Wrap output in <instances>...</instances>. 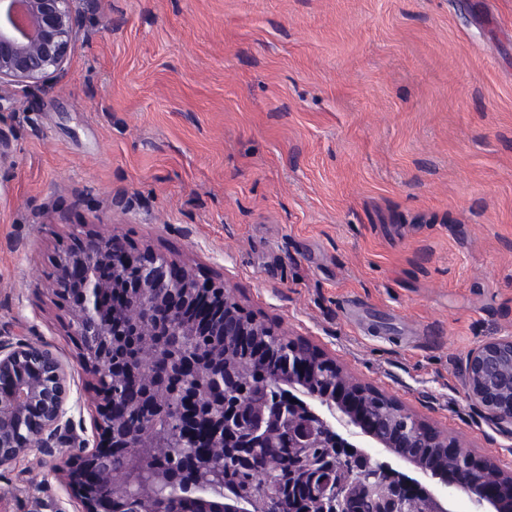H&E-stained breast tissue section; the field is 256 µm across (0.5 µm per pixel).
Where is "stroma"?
<instances>
[{
    "instance_id": "1",
    "label": "stroma",
    "mask_w": 512,
    "mask_h": 512,
    "mask_svg": "<svg viewBox=\"0 0 512 512\" xmlns=\"http://www.w3.org/2000/svg\"><path fill=\"white\" fill-rule=\"evenodd\" d=\"M63 75L0 89V340L66 365L69 443L0 512H80L96 444L56 260L114 227L512 474L468 400L512 336V0H77Z\"/></svg>"
}]
</instances>
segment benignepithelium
<instances>
[{"mask_svg": "<svg viewBox=\"0 0 512 512\" xmlns=\"http://www.w3.org/2000/svg\"><path fill=\"white\" fill-rule=\"evenodd\" d=\"M74 0H0V88L4 86L33 87L65 71L69 51L77 30L73 15ZM76 245L65 251L57 260L56 288L69 287V274L74 266L84 270L79 284L80 306L71 312V329L92 328L99 325L96 303L108 281L139 278L136 294L122 309V316L131 320L143 336L158 335L162 324L184 313H192L198 301L208 299L217 305H204L205 311L193 313L194 322L189 333L197 336H234L240 348L247 347V336L263 330L279 335L278 327L265 322L247 311L228 291L221 280L201 279L194 269L150 247L135 249L113 230H102L75 237ZM231 310L242 317L241 322L231 321L224 315ZM29 361L51 370L54 383L31 389L38 403L43 421L40 431L29 437H18L11 424L18 414L26 394L14 399L0 397V466L11 463L32 448L49 447V439L61 431L68 413V372L60 359L45 345L19 340L0 342V373L8 372ZM224 357L220 356L201 376L208 382L205 389H190L184 382L180 365L168 368L173 379L175 404L165 397L139 405V419L128 425L122 437L114 439L105 418L97 423V449L83 458L82 466L67 473L68 485L82 505V512H110L112 501L124 497L127 491V472L112 467V459L132 461L146 436L157 423L175 410L178 423L185 436L199 422L206 424L207 438L217 447L237 445V451L226 457L234 468L245 469L251 475L260 472L258 448L276 444L283 436V445L293 449L307 468L315 475H324L313 495L323 504H332L336 512H355L352 494L364 493L390 504L391 512H423L424 502L409 494L400 497L402 486L386 479L392 465L382 454L400 447L404 432H387L367 417L358 400L346 395L349 387L363 383L351 378L342 382L336 400L320 402L316 395L301 392L299 403L292 402L295 382L288 381V393L277 406L283 428L265 431L259 409L249 402L248 386L243 385L229 396H224ZM81 363L97 379L109 380L120 376V369L102 352L95 349L82 351ZM336 368V363L319 352L316 358L288 354V376L303 378L315 365ZM467 397L478 405L486 418L500 430L512 433V336L486 341L467 356L464 367ZM99 413H112L117 417L124 406L112 398V393L97 384ZM417 438L427 445H438L448 456L455 458L454 470L441 473L419 468L416 483L425 488L429 501L436 505V512H449V504L458 494L466 496L471 512H512V476L502 484L485 486L480 490L469 481L472 469L484 465L462 448L456 440L435 429H420ZM330 439L338 449H363L361 485L349 486L334 480L338 461L335 454L323 461L306 457V449ZM182 472L168 473L167 488L177 494L182 478L194 479L197 460L191 453L181 456ZM88 469L104 470L99 490L89 492L83 483L82 473ZM198 499L205 505L204 512H224L223 499L214 496L206 487L201 488Z\"/></svg>", "mask_w": 512, "mask_h": 512, "instance_id": "1", "label": "benign epithelium"}]
</instances>
